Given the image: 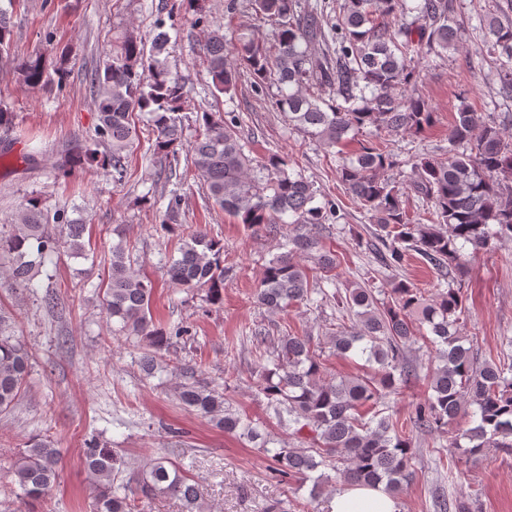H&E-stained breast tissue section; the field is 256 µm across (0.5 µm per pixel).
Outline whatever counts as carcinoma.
Instances as JSON below:
<instances>
[{"instance_id":"1","label":"carcinoma","mask_w":512,"mask_h":512,"mask_svg":"<svg viewBox=\"0 0 512 512\" xmlns=\"http://www.w3.org/2000/svg\"><path fill=\"white\" fill-rule=\"evenodd\" d=\"M255 11L274 27V42L238 33L232 38L219 30L202 44V59L215 90L228 94L246 73L258 87L269 83L278 90V106L291 129L332 149L349 141L348 134L371 127L388 135L419 134L433 123L434 112L419 95L405 89L416 84V63L438 50L460 46L461 28L451 14L450 0H344L336 22L315 7L300 9L299 0H254ZM484 45L496 63L500 93L512 96V23L495 16L483 20ZM336 42L335 55H319L314 45ZM171 35L160 24L151 43L125 30L105 53L103 65L88 74L98 112L93 142L106 151L87 148L67 153L53 169L67 172L90 163L121 185L129 175V157L138 140L135 113L147 117L155 136L154 153L177 159L183 126L179 112L184 84L169 68ZM8 11L0 8V57L10 55ZM68 59L61 55L48 71L37 57L21 65V80L36 88L57 76L62 83ZM329 87L336 97L326 99L318 89ZM202 129L192 143L190 163L202 179L215 206L249 228L274 237L279 225L292 232L276 243L279 253L265 262L256 304L269 312H284L302 303H328L357 323L339 324L328 336L329 349L339 357L353 353L381 369L379 378L335 377L325 368L308 336L285 334L272 340L264 328L252 330L263 367L261 391L278 423L290 430L294 443L269 448L264 425L230 406L218 389L199 379L192 366L180 369L185 381L177 397L186 407L209 419L222 431L264 448L279 476L312 482L310 500L318 499L329 468L343 485L383 487L396 497L415 477L412 429L438 430L461 417H474L454 447L468 459L492 449H512V362L480 361L457 327L465 309L461 283L431 302L414 286L394 281L391 302L379 305L370 288L328 292L319 287L333 283L336 255L324 248L326 224L340 218L332 199L316 204L317 191L300 175L288 173L276 157L255 160L247 156L237 133L234 114L205 112ZM339 157L336 174L346 193L386 232L379 252L386 267L401 265L406 252L420 255L443 279L465 268V247L488 250L492 241L512 240V138L493 119L481 121L464 103L448 131V159H421L412 164L405 182L388 175L399 166L387 150L362 145L354 157ZM181 176L170 190L164 221L176 217L181 202ZM428 206V216H412L404 206V189ZM496 230L489 231V226ZM84 224L58 210L50 216L31 199L11 229L0 232V256L9 259V275L18 288L31 287L33 272L57 255L66 236L71 255H84ZM180 257L171 260L172 283L206 291L211 304L222 302L224 245L198 230L178 246ZM314 262L320 276L294 260ZM123 243L112 246L110 273L103 306L108 318L129 336L148 339L153 350L141 354L143 371L152 372L161 351L188 334L184 327L166 331L151 313V282L131 271ZM320 296L316 300L313 295ZM428 328V338L441 365L431 375L432 394L416 405L409 425L380 412L386 391L408 386L418 378L406 362L417 342V332ZM31 370L28 351L14 337L0 331V411L12 407ZM466 444H461V440ZM59 450L41 441L25 450L15 469L16 483L25 499L38 501L58 478ZM83 465L94 483L93 512H135L136 502L171 497L185 512H206L199 484L169 457L151 459L126 478L127 461L117 450L96 440L83 453Z\"/></svg>"}]
</instances>
